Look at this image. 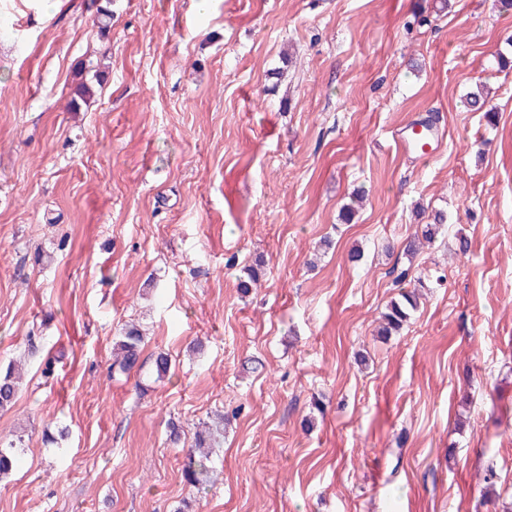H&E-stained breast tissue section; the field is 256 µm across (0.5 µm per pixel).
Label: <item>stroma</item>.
Segmentation results:
<instances>
[{"label":"stroma","mask_w":512,"mask_h":512,"mask_svg":"<svg viewBox=\"0 0 512 512\" xmlns=\"http://www.w3.org/2000/svg\"><path fill=\"white\" fill-rule=\"evenodd\" d=\"M0 19V366L23 362L0 436L25 444L0 512H512V9L0 0ZM478 87L488 112L464 104ZM417 119L446 134L433 158L398 143ZM401 273L423 296L382 336ZM129 322L141 366L116 375ZM218 413L200 493L167 423L189 445Z\"/></svg>","instance_id":"stroma-1"}]
</instances>
